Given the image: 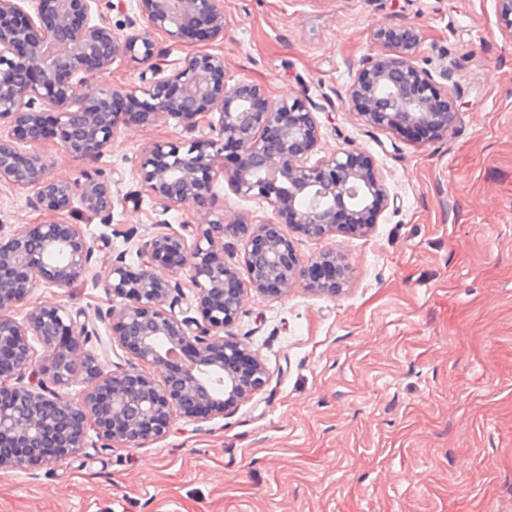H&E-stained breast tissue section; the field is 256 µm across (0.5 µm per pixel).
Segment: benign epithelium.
<instances>
[{"instance_id":"7a95c632","label":"benign epithelium","mask_w":512,"mask_h":512,"mask_svg":"<svg viewBox=\"0 0 512 512\" xmlns=\"http://www.w3.org/2000/svg\"><path fill=\"white\" fill-rule=\"evenodd\" d=\"M98 0H0V185L33 192L42 224L10 232L0 226V447L30 454L0 456V468L61 460L84 447L93 430L110 443L138 448L163 436L183 416L206 420L260 391L268 374L247 347L224 339L243 306L245 289L276 297L297 286L334 294L350 274L347 256L334 249L300 263L278 218L287 212L305 236L324 240L350 224L366 232L387 205L383 175L355 149L309 163L320 139L313 107L298 98L273 100L253 81L228 83L224 58L201 53L168 71L155 64L153 34L172 42L213 41L224 33L221 0H137L148 29L120 35L95 10ZM501 34L512 41V0H494ZM380 51L358 69L345 103L372 126L392 130L453 129L461 99L452 73L434 77L415 63L421 35L412 25L379 29ZM129 58L153 80L138 122L160 117L193 130L206 121L211 135L187 146L144 152L136 179L167 212L189 205L203 223L160 231L138 246L137 270L121 252L96 271L98 243L60 216L79 202L105 226L112 217V184L86 172L52 173L35 146V131L53 116L52 138L73 160L93 159L112 144L128 96L103 83L112 64ZM218 116L212 121V116ZM34 150L24 152L21 145ZM236 147L231 190L272 208L257 224L216 211L212 181L224 169V145ZM228 237L246 239L237 261ZM194 288L196 306L175 311L180 277ZM84 280L120 300L110 309L107 346L116 343L137 363L108 369L84 350L91 320L57 304L35 305L22 319L14 308L35 288H68ZM44 348L38 363L30 339ZM85 384L77 399L50 385Z\"/></svg>"}]
</instances>
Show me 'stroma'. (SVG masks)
<instances>
[{
  "label": "stroma",
  "mask_w": 512,
  "mask_h": 512,
  "mask_svg": "<svg viewBox=\"0 0 512 512\" xmlns=\"http://www.w3.org/2000/svg\"><path fill=\"white\" fill-rule=\"evenodd\" d=\"M224 35L154 40L163 63L222 55L229 81L318 105L319 155L364 152L386 179L387 208L365 234L323 241L284 232L301 261L344 251L351 275L334 295L298 287L248 293L230 340L256 351L267 385L206 423L174 421L138 448L89 433L55 464L0 468V512H512V41L493 0H222ZM421 31L419 66L453 64L460 123L412 140L373 127L344 103L377 28ZM159 118L118 129L95 159L39 151L53 174L112 184L113 235L99 264L136 247L152 224H200L188 206L131 200L146 148L209 135ZM213 190L226 217L258 222L267 203ZM30 191L0 186V225L43 223ZM31 304L106 312L78 281L35 289Z\"/></svg>",
  "instance_id": "obj_1"
}]
</instances>
